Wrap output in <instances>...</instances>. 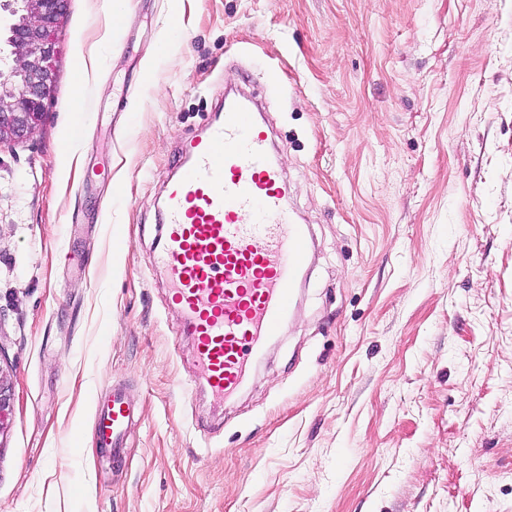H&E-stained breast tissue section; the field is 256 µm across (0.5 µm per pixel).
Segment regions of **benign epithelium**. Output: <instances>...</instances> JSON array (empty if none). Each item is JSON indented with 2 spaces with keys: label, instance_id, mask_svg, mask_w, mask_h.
I'll use <instances>...</instances> for the list:
<instances>
[{
  "label": "benign epithelium",
  "instance_id": "7a95c632",
  "mask_svg": "<svg viewBox=\"0 0 512 512\" xmlns=\"http://www.w3.org/2000/svg\"><path fill=\"white\" fill-rule=\"evenodd\" d=\"M67 0H0L13 23L0 55V144L23 140L45 117V100L55 87L54 32Z\"/></svg>",
  "mask_w": 512,
  "mask_h": 512
}]
</instances>
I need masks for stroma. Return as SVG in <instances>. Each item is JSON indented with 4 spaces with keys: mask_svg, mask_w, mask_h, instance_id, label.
I'll list each match as a JSON object with an SVG mask.
<instances>
[{
    "mask_svg": "<svg viewBox=\"0 0 512 512\" xmlns=\"http://www.w3.org/2000/svg\"><path fill=\"white\" fill-rule=\"evenodd\" d=\"M125 2L68 0L44 121L0 145V512H512V0ZM231 89L312 242L218 406L156 256ZM133 417V409L119 389L112 388L105 400H97L95 405L97 441L103 457L112 462L119 461Z\"/></svg>",
    "mask_w": 512,
    "mask_h": 512,
    "instance_id": "obj_1",
    "label": "stroma"
}]
</instances>
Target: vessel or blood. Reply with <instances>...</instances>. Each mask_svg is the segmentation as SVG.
<instances>
[{"mask_svg":"<svg viewBox=\"0 0 512 512\" xmlns=\"http://www.w3.org/2000/svg\"><path fill=\"white\" fill-rule=\"evenodd\" d=\"M254 107L225 98L222 118L182 144L157 253L200 377L219 402L243 388L255 358L286 324L308 246ZM133 417L119 389L97 401L103 457L119 461Z\"/></svg>","mask_w":512,"mask_h":512,"instance_id":"vessel-or-blood-1","label":"vessel or blood"}]
</instances>
